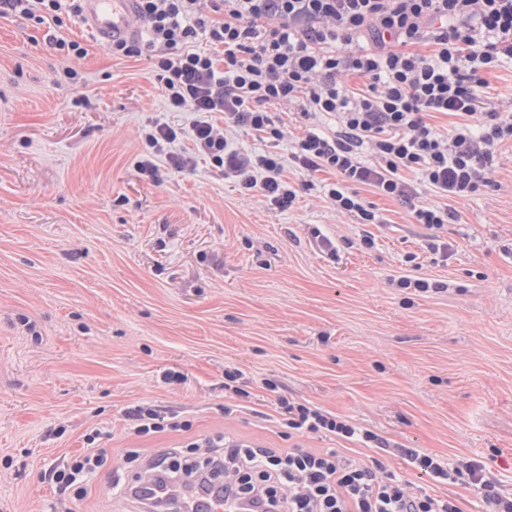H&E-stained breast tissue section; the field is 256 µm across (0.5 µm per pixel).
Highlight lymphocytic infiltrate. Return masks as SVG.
<instances>
[{
    "mask_svg": "<svg viewBox=\"0 0 512 512\" xmlns=\"http://www.w3.org/2000/svg\"><path fill=\"white\" fill-rule=\"evenodd\" d=\"M82 0H0V15L36 22L80 15ZM139 33L113 42L114 55L148 56L157 88L173 112H191L190 128L152 123L142 128V174L156 178L158 160L179 172L197 157L209 160L241 193L274 209L293 207L298 191L284 177L286 164L300 174L336 173L322 184L334 212L359 224L384 218L366 203L359 186L397 199L412 223L441 229L448 208L418 204V185L447 198L492 195L497 147L512 141V113L486 109L478 90L487 71L512 61V0H135ZM224 48L223 61L195 50L198 39ZM433 44L432 54L415 47ZM366 85L354 91L346 78ZM296 110L305 129L288 150L281 110ZM224 116L214 124L211 113ZM457 116L448 132L427 123L429 113ZM251 131L253 147L231 136ZM418 184L408 182L407 173ZM279 427L303 435L332 434L368 448L386 441L318 407L279 397ZM84 436V454L55 467L50 479L63 492L88 493L83 477L101 462ZM208 467L224 473V499L238 512H461L454 497L414 494L396 475L384 476L380 459L361 464L337 448H267L217 435L192 441ZM182 448H162L140 463L130 499L153 508L182 501L189 512L204 479L195 466H179ZM420 475L439 483L481 489L492 512H512L479 463L445 466L436 456L407 450Z\"/></svg>",
    "mask_w": 512,
    "mask_h": 512,
    "instance_id": "f902f5d3",
    "label": "lymphocytic infiltrate"
}]
</instances>
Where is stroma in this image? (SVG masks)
I'll return each instance as SVG.
<instances>
[{
  "label": "stroma",
  "instance_id": "1",
  "mask_svg": "<svg viewBox=\"0 0 512 512\" xmlns=\"http://www.w3.org/2000/svg\"><path fill=\"white\" fill-rule=\"evenodd\" d=\"M55 37L87 56L70 61ZM72 65L82 83L64 80ZM193 119L167 110L146 57L112 55L79 20L0 16V512H50L49 471L97 425L111 432L104 463L73 512H141L113 497V472L133 475L135 456L183 439L130 435L125 413L143 402L199 436L344 447L281 435L280 395L385 438L388 452L351 457L383 458L412 492L486 512L471 487L419 477L407 448L480 461L512 496V144L498 147L494 196L420 187V203L455 213L438 231L443 259L401 204L366 186L384 223L331 211L292 169L300 190L283 212L202 158L142 175L140 129ZM403 276L445 289L410 296ZM229 368L245 397L225 389Z\"/></svg>",
  "mask_w": 512,
  "mask_h": 512
}]
</instances>
